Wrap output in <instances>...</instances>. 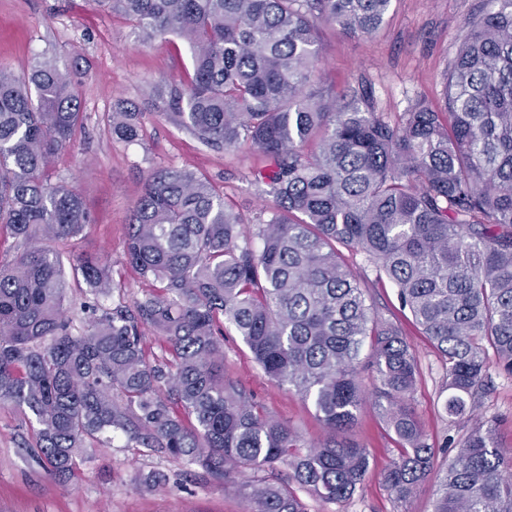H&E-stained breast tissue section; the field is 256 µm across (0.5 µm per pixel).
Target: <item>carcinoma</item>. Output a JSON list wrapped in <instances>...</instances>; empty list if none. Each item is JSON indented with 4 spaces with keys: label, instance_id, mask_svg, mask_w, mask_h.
<instances>
[{
    "label": "carcinoma",
    "instance_id": "1",
    "mask_svg": "<svg viewBox=\"0 0 512 512\" xmlns=\"http://www.w3.org/2000/svg\"><path fill=\"white\" fill-rule=\"evenodd\" d=\"M96 2L145 40L189 45L193 74L154 84L152 105L212 150L249 144L263 165L248 180L272 203L245 217L207 177L153 171L125 257L156 288L130 308L106 307L100 299L118 289L110 262L77 259L93 303L73 334L48 242L81 234L92 218L75 189L44 171L83 123L79 81L51 60L21 75L1 67L0 225L21 249L0 261V404L33 425L34 452L59 481L80 469L88 445L120 438L236 489L246 512H307L298 491L336 505L363 483L370 451L337 435L370 397L398 447L382 480L409 500L436 454L411 407L419 360L368 303L345 253L392 283L441 354L451 422L479 409L489 354L512 374V0H484L465 23L444 111L418 99L394 122L364 85L338 91L319 77L315 31L321 18L372 34L392 0ZM109 127L125 142L142 137L124 101ZM228 325L270 381L312 403L321 443L224 378ZM146 329L163 339L161 362L145 349ZM167 483L159 470L136 477L146 491ZM432 512H512V448L494 422L462 436Z\"/></svg>",
    "mask_w": 512,
    "mask_h": 512
}]
</instances>
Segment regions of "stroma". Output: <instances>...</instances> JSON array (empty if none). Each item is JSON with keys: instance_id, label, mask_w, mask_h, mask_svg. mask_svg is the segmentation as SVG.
I'll use <instances>...</instances> for the list:
<instances>
[{"instance_id": "35a3bbf8", "label": "stroma", "mask_w": 512, "mask_h": 512, "mask_svg": "<svg viewBox=\"0 0 512 512\" xmlns=\"http://www.w3.org/2000/svg\"><path fill=\"white\" fill-rule=\"evenodd\" d=\"M482 0H392L381 28L371 36L350 35L320 20L316 39L320 66L336 88L362 83L371 88L377 111L397 117L415 99L444 101L443 74L456 54L467 18ZM47 57L59 69L77 72L84 127L73 143L51 161L53 182L75 187L93 222L83 234L53 241L62 257L107 256L122 298L133 303L150 290L124 257L129 216L146 176L162 167L187 169L209 177L227 206L242 215L267 198L248 180L258 154L249 146L232 152L203 147L184 128L153 109L149 93L159 80L180 83L192 70L189 46L180 40L142 42L119 14L88 0H0V66L15 74L36 58ZM122 100L141 113L143 137L136 143L114 139L108 117ZM369 301L376 312L396 321L420 363L413 393L418 420L437 453L432 473L407 502L397 503L383 484L382 470L396 457V444L385 430L373 402H366L346 435L370 450V472L350 500L324 507L311 496L308 512H432L446 459L457 451L463 429L496 420L498 440L512 448V375L491 369V389L477 416L464 428L451 425L438 403L445 375L440 354L402 310L388 280H368ZM224 375L241 383L256 401L289 422L306 440L325 435L313 405L288 387L268 381L234 330L224 335ZM33 435L12 406L0 405V512H244L245 503L203 473L187 475L182 464L162 454L144 455L114 442L90 448L86 461L69 482L51 477L27 451ZM158 469L167 487L138 490V473Z\"/></svg>"}]
</instances>
